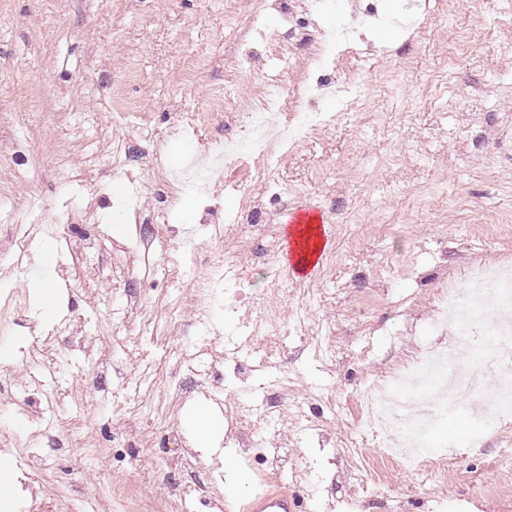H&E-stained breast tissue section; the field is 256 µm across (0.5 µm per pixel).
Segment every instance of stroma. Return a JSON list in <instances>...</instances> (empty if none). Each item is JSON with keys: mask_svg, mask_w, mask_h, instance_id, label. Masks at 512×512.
I'll list each match as a JSON object with an SVG mask.
<instances>
[{"mask_svg": "<svg viewBox=\"0 0 512 512\" xmlns=\"http://www.w3.org/2000/svg\"><path fill=\"white\" fill-rule=\"evenodd\" d=\"M245 13L224 21V0H0V316L11 337L0 342V436L17 448L39 437L28 415L40 412L62 445L48 452L38 478L52 499L42 512H229L257 490L285 484L300 512H512V490L484 499L472 486L429 473L380 464L374 451L345 446L358 411L357 391L404 369L415 348L431 341L427 320L432 281L456 277L482 260H512V0H478L480 30L469 0H429L423 29L401 26L400 0H379L376 21L365 0H339L320 22L363 30L388 56L340 58L335 83L360 73L368 99L334 125L317 127L282 147L269 181L247 168L209 179L225 213L241 210L237 186L261 198L265 227L213 241L225 264L245 262L242 289L260 303L266 289L285 287L281 317L295 329L271 358L234 353L241 314L216 311L226 353L218 447L232 467L208 484L210 465L195 452L186 469L170 465L174 435L193 441L196 408H211L202 376L190 372L188 334L196 302L190 280L204 262L173 266L180 230L194 228L200 202L183 190L162 218L154 199L136 252L131 220L114 207L133 184L163 186L201 139L230 133L253 82L299 81L308 64L301 49L283 56L281 17L266 0H247ZM272 39L250 77L226 85L239 55L255 44L253 17ZM414 61L399 70V58ZM189 125L168 127L174 113ZM121 120L122 141L113 138ZM67 169L72 182L60 180ZM38 197L41 207L28 212ZM314 208L328 233L325 257L342 252L356 230V255L327 277L317 267L291 277L282 254L288 211ZM101 230L99 251L61 270L64 233L31 232L57 210ZM40 262L56 289L46 314L24 274ZM91 344L96 356L65 342L48 345L47 329ZM249 364L248 383L239 368ZM288 396L274 420L261 413L272 390ZM433 437L453 448L449 468L468 469L484 484L501 482L495 463L512 452V420L490 424L451 407Z\"/></svg>", "mask_w": 512, "mask_h": 512, "instance_id": "obj_1", "label": "stroma"}]
</instances>
